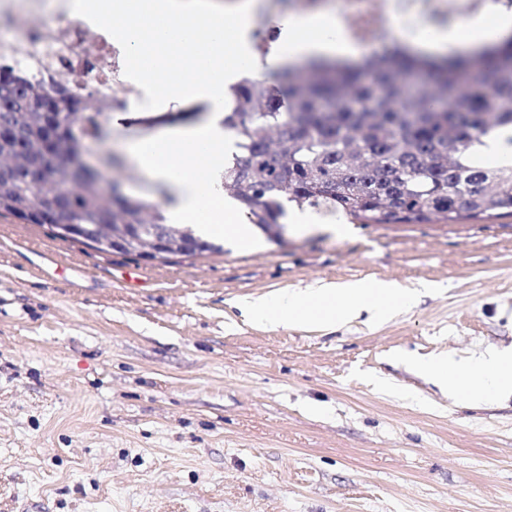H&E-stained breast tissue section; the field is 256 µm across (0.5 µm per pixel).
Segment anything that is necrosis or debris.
I'll return each mask as SVG.
<instances>
[{
  "instance_id": "4bbe7bcc",
  "label": "necrosis or debris",
  "mask_w": 512,
  "mask_h": 512,
  "mask_svg": "<svg viewBox=\"0 0 512 512\" xmlns=\"http://www.w3.org/2000/svg\"><path fill=\"white\" fill-rule=\"evenodd\" d=\"M41 0H5L0 5V28L13 36L0 39V60L21 62L31 53L64 58L71 84L89 89L100 98L118 99L123 88L117 80L119 49L107 25L63 19L53 24L39 20ZM344 36L360 50L372 51L388 40L392 20L385 9L345 8L338 17Z\"/></svg>"
}]
</instances>
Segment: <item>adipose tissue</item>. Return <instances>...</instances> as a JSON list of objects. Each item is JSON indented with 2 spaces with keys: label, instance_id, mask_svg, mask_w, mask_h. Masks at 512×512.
Returning <instances> with one entry per match:
<instances>
[{
  "label": "adipose tissue",
  "instance_id": "obj_1",
  "mask_svg": "<svg viewBox=\"0 0 512 512\" xmlns=\"http://www.w3.org/2000/svg\"><path fill=\"white\" fill-rule=\"evenodd\" d=\"M256 0H69L71 16L109 25L112 42L126 50L129 79L151 102L207 105V117L185 127L171 128L160 136L134 142L124 154L147 182L166 194L165 216L171 224H194L206 236L221 235L238 246H250L252 228L241 223L235 209L225 204L222 173L224 156L235 149L234 136L222 125L232 101L224 90L241 66L260 74L265 69L299 61H354L358 48L343 35L335 14L324 8L290 14L281 20L279 39L266 59H258L247 38ZM240 25L227 30V16ZM512 35V19L501 18L493 28L473 22L464 29L438 26L402 33L404 46L442 56L466 53L484 43ZM189 44L191 56L178 58L177 50ZM179 65L183 82L159 87L157 78ZM417 289L392 281L316 283L307 294L282 293L245 301L240 310L254 323L314 325L332 329L364 317L377 323L397 308L410 305ZM435 376L456 403L476 406L512 395V349L487 350L475 362L444 357L420 365Z\"/></svg>",
  "mask_w": 512,
  "mask_h": 512
}]
</instances>
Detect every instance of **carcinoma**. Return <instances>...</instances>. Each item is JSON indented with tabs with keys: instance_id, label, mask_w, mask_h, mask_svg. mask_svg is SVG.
I'll use <instances>...</instances> for the list:
<instances>
[{
	"instance_id": "1",
	"label": "carcinoma",
	"mask_w": 512,
	"mask_h": 512,
	"mask_svg": "<svg viewBox=\"0 0 512 512\" xmlns=\"http://www.w3.org/2000/svg\"><path fill=\"white\" fill-rule=\"evenodd\" d=\"M318 72L286 75L288 106L267 79H245L232 88L233 111L224 129L236 135L237 152L225 159L224 189L250 223L277 239L284 203L342 214L361 224H456L465 219L512 216V161L492 163L474 151L493 132L512 150V39L444 65L389 49L363 67L317 65ZM0 65V156L19 151L38 162L51 117L18 122L33 107L17 97ZM92 103L66 124L62 140L83 145L102 137L100 117L109 103L91 91H72ZM63 195L42 193L19 165L0 170V216L26 224H54L51 201L69 212L77 230L53 232L101 253L135 251L96 244L100 226L158 242L155 259L221 253L214 238L188 231L174 250L161 204L123 192L100 170L60 168Z\"/></svg>"
}]
</instances>
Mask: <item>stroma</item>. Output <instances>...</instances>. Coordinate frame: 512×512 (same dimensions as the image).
Masks as SVG:
<instances>
[{
	"label": "stroma",
	"mask_w": 512,
	"mask_h": 512,
	"mask_svg": "<svg viewBox=\"0 0 512 512\" xmlns=\"http://www.w3.org/2000/svg\"><path fill=\"white\" fill-rule=\"evenodd\" d=\"M289 0H258L253 50ZM113 104L90 156L197 122ZM77 284L39 271V254ZM139 272L127 288L119 274ZM419 289L386 322L247 321L315 282ZM512 347V216L359 224L145 261L0 218V512H512V397L456 404L413 359Z\"/></svg>",
	"instance_id": "stroma-1"
}]
</instances>
